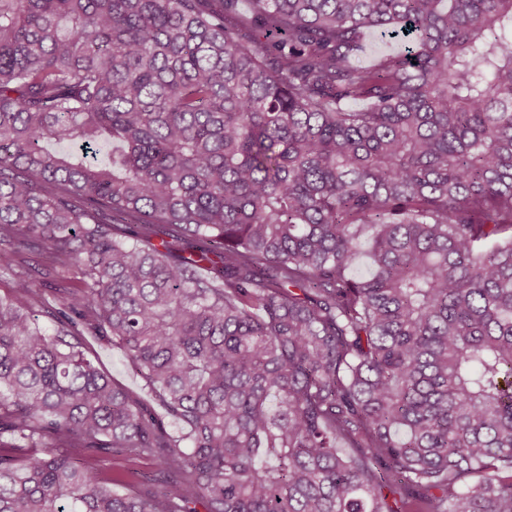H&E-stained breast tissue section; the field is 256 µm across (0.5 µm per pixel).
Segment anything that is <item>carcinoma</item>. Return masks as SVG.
Here are the masks:
<instances>
[{"mask_svg": "<svg viewBox=\"0 0 512 512\" xmlns=\"http://www.w3.org/2000/svg\"><path fill=\"white\" fill-rule=\"evenodd\" d=\"M1 274L0 512H512V0H0ZM78 342L81 343V349L92 359H96L99 366L111 375L113 379L142 398L149 399L144 382L129 366L120 348L112 346V343L88 335L80 338Z\"/></svg>", "mask_w": 512, "mask_h": 512, "instance_id": "obj_1", "label": "carcinoma"}]
</instances>
